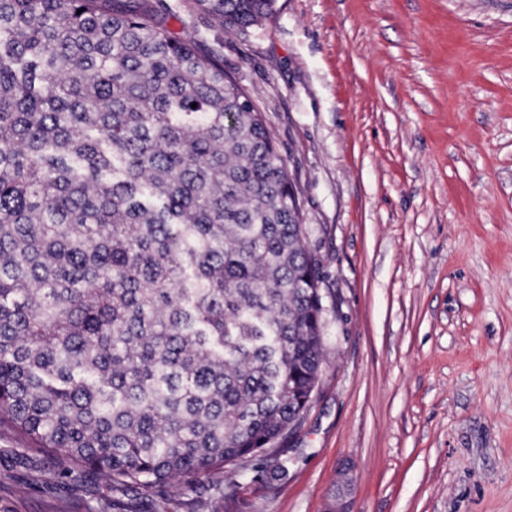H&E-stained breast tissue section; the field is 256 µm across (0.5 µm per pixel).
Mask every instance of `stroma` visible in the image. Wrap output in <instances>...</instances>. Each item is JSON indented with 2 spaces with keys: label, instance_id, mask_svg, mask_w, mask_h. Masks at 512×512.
Masks as SVG:
<instances>
[{
  "label": "stroma",
  "instance_id": "obj_1",
  "mask_svg": "<svg viewBox=\"0 0 512 512\" xmlns=\"http://www.w3.org/2000/svg\"><path fill=\"white\" fill-rule=\"evenodd\" d=\"M161 4L252 95L322 260L320 390L248 475L115 493L0 429V512H512V0ZM287 463L279 481L266 472ZM187 6L228 29L244 30L269 19L275 13L276 0H189Z\"/></svg>",
  "mask_w": 512,
  "mask_h": 512
}]
</instances>
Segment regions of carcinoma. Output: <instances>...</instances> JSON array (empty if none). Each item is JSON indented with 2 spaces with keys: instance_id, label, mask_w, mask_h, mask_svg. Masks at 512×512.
Masks as SVG:
<instances>
[{
  "instance_id": "obj_1",
  "label": "carcinoma",
  "mask_w": 512,
  "mask_h": 512,
  "mask_svg": "<svg viewBox=\"0 0 512 512\" xmlns=\"http://www.w3.org/2000/svg\"><path fill=\"white\" fill-rule=\"evenodd\" d=\"M187 6L244 30L276 0ZM322 283L220 60L144 2L0 0V427L114 490L222 474L318 387Z\"/></svg>"
}]
</instances>
